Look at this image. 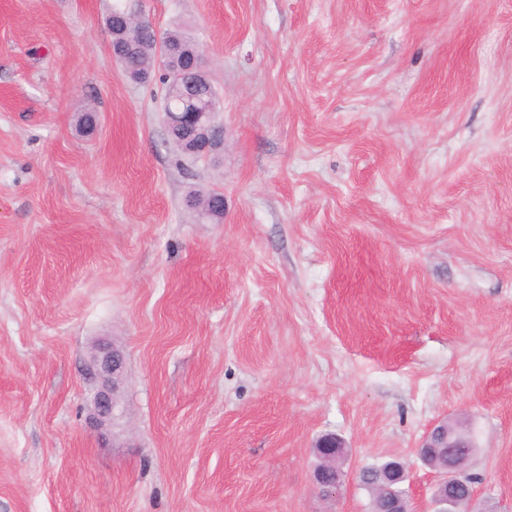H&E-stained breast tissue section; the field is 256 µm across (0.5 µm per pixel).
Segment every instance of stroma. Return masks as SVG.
Returning a JSON list of instances; mask_svg holds the SVG:
<instances>
[{"mask_svg":"<svg viewBox=\"0 0 512 512\" xmlns=\"http://www.w3.org/2000/svg\"><path fill=\"white\" fill-rule=\"evenodd\" d=\"M113 2L0 0V512H370L393 458L425 512L444 418L512 512V0H140L219 99L223 148L182 164ZM125 9V6L113 7L107 19L113 39L112 56L118 59L123 74L135 82L146 81L156 67L162 68L161 64L165 62L167 54L179 66L181 58L187 55L184 43L191 41L190 36L183 29L174 28L164 32L158 40L155 31L148 26L141 30L127 29L122 20ZM123 370V356L113 347L110 350L99 346L86 364L88 379L99 383L93 396V418L101 425L112 421Z\"/></svg>","mask_w":512,"mask_h":512,"instance_id":"1","label":"stroma"}]
</instances>
